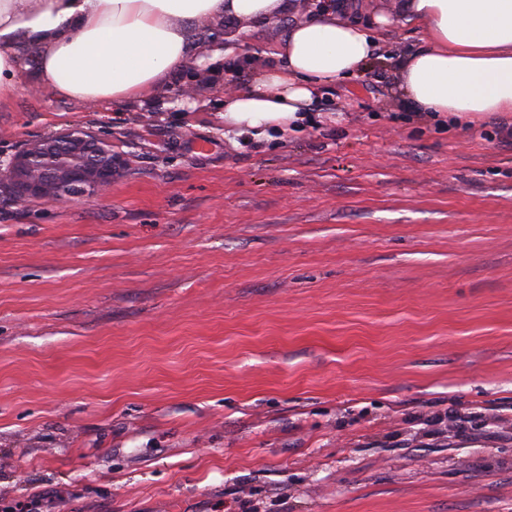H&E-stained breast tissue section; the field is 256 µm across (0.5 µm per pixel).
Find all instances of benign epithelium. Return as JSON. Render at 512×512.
I'll use <instances>...</instances> for the list:
<instances>
[{
  "instance_id": "1",
  "label": "benign epithelium",
  "mask_w": 512,
  "mask_h": 512,
  "mask_svg": "<svg viewBox=\"0 0 512 512\" xmlns=\"http://www.w3.org/2000/svg\"><path fill=\"white\" fill-rule=\"evenodd\" d=\"M124 166L112 139L84 126H74L35 139L7 160L0 159V186L16 201L50 205L79 195L101 196Z\"/></svg>"
}]
</instances>
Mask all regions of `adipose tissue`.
<instances>
[{"label":"adipose tissue","instance_id":"1","mask_svg":"<svg viewBox=\"0 0 512 512\" xmlns=\"http://www.w3.org/2000/svg\"><path fill=\"white\" fill-rule=\"evenodd\" d=\"M291 0H0V101L35 49L36 82L57 97L124 105L166 86L189 59L193 29L230 20L250 28L292 10ZM427 45L401 62V98L449 124L512 112V0H395ZM340 0L288 31L277 66L226 96L224 123L266 137L312 121L330 82L375 57L377 44Z\"/></svg>","mask_w":512,"mask_h":512}]
</instances>
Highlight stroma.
<instances>
[{
    "label": "stroma",
    "mask_w": 512,
    "mask_h": 512,
    "mask_svg": "<svg viewBox=\"0 0 512 512\" xmlns=\"http://www.w3.org/2000/svg\"><path fill=\"white\" fill-rule=\"evenodd\" d=\"M382 43L243 141L225 95L306 10L116 108L35 88L0 103V159L82 125L125 167L62 205L0 186V506L41 512H512V139L399 106ZM194 86L191 97L179 90Z\"/></svg>",
    "instance_id": "1"
}]
</instances>
